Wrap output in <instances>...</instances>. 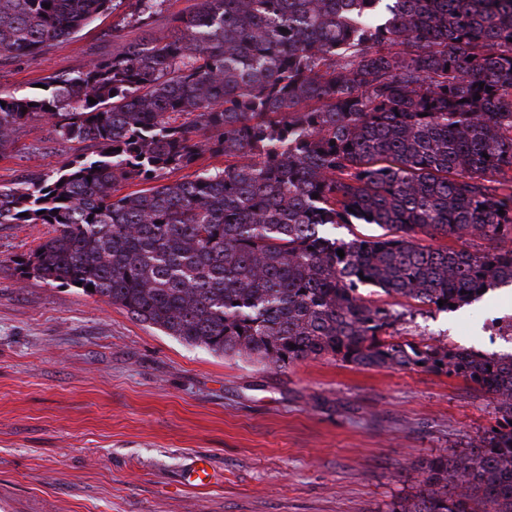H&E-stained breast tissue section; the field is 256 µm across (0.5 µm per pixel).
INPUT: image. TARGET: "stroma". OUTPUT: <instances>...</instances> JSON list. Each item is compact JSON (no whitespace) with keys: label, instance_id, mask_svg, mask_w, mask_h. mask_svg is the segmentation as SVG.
Masks as SVG:
<instances>
[{"label":"stroma","instance_id":"stroma-1","mask_svg":"<svg viewBox=\"0 0 512 512\" xmlns=\"http://www.w3.org/2000/svg\"><path fill=\"white\" fill-rule=\"evenodd\" d=\"M127 5L33 56L0 52V98L111 56ZM84 144L28 122L0 154V183L56 171ZM46 224H0V512H387L425 464L499 422L495 399L417 367L363 369L323 356L277 369L186 345L81 289L20 279ZM396 340L511 353L491 321L512 286L453 311L380 289ZM214 478L184 479L198 461Z\"/></svg>","mask_w":512,"mask_h":512}]
</instances>
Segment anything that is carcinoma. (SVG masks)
<instances>
[{
  "label": "carcinoma",
  "instance_id": "carcinoma-1",
  "mask_svg": "<svg viewBox=\"0 0 512 512\" xmlns=\"http://www.w3.org/2000/svg\"><path fill=\"white\" fill-rule=\"evenodd\" d=\"M114 2L0 0V51L36 54ZM165 2L135 0L141 36L116 24L112 57L0 98L1 151L33 120L96 147L0 185V224L53 228L22 277L216 354L476 385L498 427L389 512H512V354L390 340L396 313L359 292L448 311L512 286V0H197L158 29ZM205 151L224 168L160 182ZM354 222L383 233H326Z\"/></svg>",
  "mask_w": 512,
  "mask_h": 512
}]
</instances>
